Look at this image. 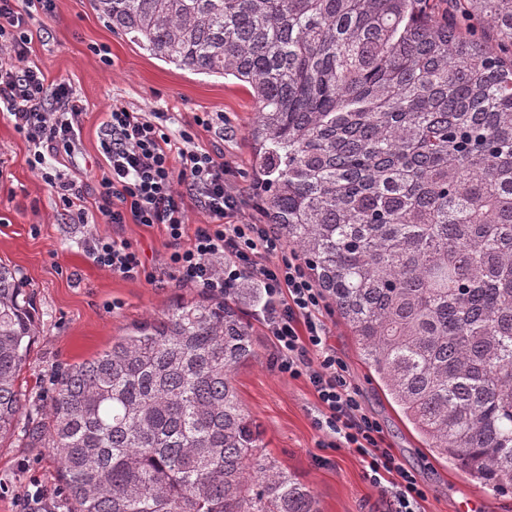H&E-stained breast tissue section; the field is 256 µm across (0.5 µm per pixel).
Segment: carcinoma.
<instances>
[{"instance_id": "obj_1", "label": "carcinoma", "mask_w": 512, "mask_h": 512, "mask_svg": "<svg viewBox=\"0 0 512 512\" xmlns=\"http://www.w3.org/2000/svg\"><path fill=\"white\" fill-rule=\"evenodd\" d=\"M92 4L150 55L246 84L267 223L424 447L511 490L512 0ZM261 294L204 292L61 374L32 439L58 456L71 512H320L261 454L231 379L256 359L239 300ZM34 336L0 262V439Z\"/></svg>"}]
</instances>
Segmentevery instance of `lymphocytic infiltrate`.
<instances>
[{"label":"lymphocytic infiltrate","instance_id":"lymphocytic-infiltrate-1","mask_svg":"<svg viewBox=\"0 0 512 512\" xmlns=\"http://www.w3.org/2000/svg\"><path fill=\"white\" fill-rule=\"evenodd\" d=\"M51 12L53 0H0V112L29 145L28 165L54 191L63 210L87 223L84 187L66 179L49 158L73 152L87 112L69 85L48 82L30 61L33 9ZM168 113L113 106L99 140L106 165L93 175L95 208L103 224L163 225L173 246L172 278L221 297L251 270L265 295L263 320L274 348L272 365L305 379L320 404L315 424L356 453L365 479L390 484L387 512H419L426 493L416 474L383 445L380 423L363 407L346 361L329 343L324 296L298 256H285L264 224H236L238 196L223 161L198 142L199 130L223 131L224 115L200 112L191 127L172 131ZM207 223L188 230L189 206ZM100 268L130 281L154 283L140 255L120 238L95 232L83 240Z\"/></svg>","mask_w":512,"mask_h":512}]
</instances>
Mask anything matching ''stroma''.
<instances>
[{
	"instance_id": "1",
	"label": "stroma",
	"mask_w": 512,
	"mask_h": 512,
	"mask_svg": "<svg viewBox=\"0 0 512 512\" xmlns=\"http://www.w3.org/2000/svg\"><path fill=\"white\" fill-rule=\"evenodd\" d=\"M31 56L48 80L66 82L88 107L80 142L55 165L85 184L104 159L99 136L113 104L170 113L172 129L192 124L199 112L224 115V134L200 132V143L220 153L232 188L242 198L236 222L266 221L255 183L254 144L248 134L256 103L235 79L180 69L151 56L114 33L90 0H54L51 13L35 14L29 25ZM105 44L111 64L93 51ZM29 145L0 114V260L18 270L34 294L38 334L19 391L23 413L0 442V512H29L27 496L44 495L45 512H69L60 491L52 449L34 448L28 431L50 422L54 381L70 365L92 358L132 324L161 314L197 288L169 278L154 284L123 280L99 268L85 251L86 226L59 207L55 193L28 163ZM98 233L126 240L149 270L163 267L172 250L163 226L100 224ZM331 343L347 362L361 400L381 423L385 442L426 489L421 512H461L477 500L475 512H512V493L495 494L475 485L451 463L423 448L412 427L388 403L361 361L349 329L339 317L327 321ZM258 357L233 373L238 397L263 430L262 451L309 487L320 512H385V494L365 480L356 454L330 447L314 424L320 406L304 379H292L270 364L273 348L261 321H254Z\"/></svg>"
}]
</instances>
